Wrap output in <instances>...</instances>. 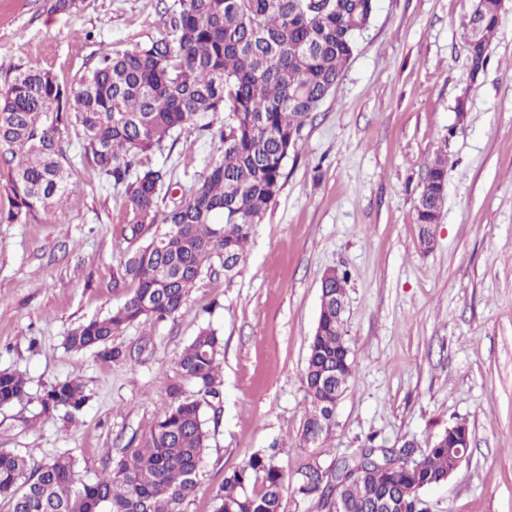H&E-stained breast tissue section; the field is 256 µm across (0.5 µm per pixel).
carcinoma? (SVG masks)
Instances as JSON below:
<instances>
[{
	"mask_svg": "<svg viewBox=\"0 0 512 512\" xmlns=\"http://www.w3.org/2000/svg\"><path fill=\"white\" fill-rule=\"evenodd\" d=\"M482 2L480 36L466 42L473 73L486 67L487 45L499 26L497 0ZM376 0H179L166 12L163 30L134 50L102 54L71 83L37 65L7 80L0 93V148L12 165L9 207L0 222L26 223L57 208L71 192L59 126L69 116L83 131L82 156L121 193L132 236L153 233L128 251L112 285L128 288L124 303L83 322L65 338L71 351L94 350L119 361L125 352L112 336L142 318L173 319L201 277L219 264L239 272L246 247L284 185L289 152L296 149L311 114L332 92L356 50L359 26L370 20ZM224 121L214 126V116ZM210 134L214 160L187 197L163 209L160 190L169 171L143 161L184 130ZM448 158L428 166L418 197L420 239L430 248L445 202ZM348 274L321 283L320 314L309 343L302 383L309 403L300 448L305 458L293 476L275 455L251 454L226 472L214 512H280L283 492L293 486L342 512H373L397 501L404 489L446 482L470 436L465 422L450 427L419 456V464L378 467L372 460L395 455L385 444L369 446L323 467L322 448L336 426L328 409L344 394L354 372L336 304ZM224 345L216 330H199L179 357V380L168 384L169 410L133 448L112 460L104 474L84 480L72 450L35 463L0 448V497L10 512H184L197 491L200 464L210 438L205 408L220 399ZM198 398H182L184 384ZM27 394V380L0 371V407ZM88 396L75 378L45 388L41 414L72 422Z\"/></svg>",
	"mask_w": 512,
	"mask_h": 512,
	"instance_id": "1",
	"label": "carcinoma"
}]
</instances>
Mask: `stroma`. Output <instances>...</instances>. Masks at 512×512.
<instances>
[{
	"mask_svg": "<svg viewBox=\"0 0 512 512\" xmlns=\"http://www.w3.org/2000/svg\"><path fill=\"white\" fill-rule=\"evenodd\" d=\"M178 0H0V91L37 63L72 82L98 56L158 37ZM475 0H378L343 77L301 132L284 186L257 224L242 270L204 275L173 319H141L113 336L106 362L70 351L69 331L121 305L112 274L137 247L120 193L77 162L79 127L59 140L75 160L61 209L0 224V370L28 378L0 407V448L42 462L73 450L92 480L171 404L167 386L198 329L224 339L223 386L200 486L185 512H214L225 470L275 449L286 471L302 455V377L320 307V279L349 270L344 314L355 373L336 407L323 466L377 442L427 446L467 422L468 456L426 490V512H512V0L484 71L465 51ZM467 96L465 114L457 100ZM448 157L446 199L431 250L416 201L427 166ZM216 156L210 135H179L170 170L181 194ZM78 377V424L42 416V390Z\"/></svg>",
	"mask_w": 512,
	"mask_h": 512,
	"instance_id": "35a3bbf8",
	"label": "stroma"
}]
</instances>
